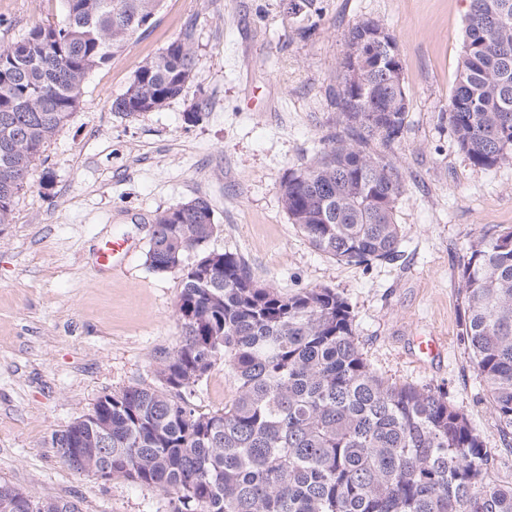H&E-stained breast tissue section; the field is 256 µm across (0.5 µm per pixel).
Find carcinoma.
Masks as SVG:
<instances>
[{"mask_svg": "<svg viewBox=\"0 0 512 512\" xmlns=\"http://www.w3.org/2000/svg\"><path fill=\"white\" fill-rule=\"evenodd\" d=\"M61 20L0 48V225L31 166L72 116L83 85L164 0H62ZM319 0H289L304 39ZM466 39L448 102L459 151L476 167L512 162V0H468ZM396 41L366 19L336 68V135L279 185L289 223L319 252L368 267L400 257L404 176L388 158L409 113ZM196 67L191 33L135 72L112 110L161 109ZM196 197L158 213L146 261L182 272L179 340L157 357L156 385L101 397L52 436L78 473L154 486L172 512H512L479 431L439 388L397 384L364 357L349 303L333 288L292 294L259 284ZM461 336L500 423L512 429V227L469 241L459 271ZM222 364L236 382L224 409L199 412L196 387ZM33 512H81L47 498Z\"/></svg>", "mask_w": 512, "mask_h": 512, "instance_id": "cac0c4a2", "label": "carcinoma"}]
</instances>
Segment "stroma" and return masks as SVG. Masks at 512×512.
Here are the masks:
<instances>
[{"label":"stroma","instance_id":"stroma-1","mask_svg":"<svg viewBox=\"0 0 512 512\" xmlns=\"http://www.w3.org/2000/svg\"><path fill=\"white\" fill-rule=\"evenodd\" d=\"M467 0H323L309 39L293 33L288 0H164L152 26L93 70L0 226V480L81 512H172L153 486L103 481L63 465L54 432L98 398L157 382V351L179 339L180 271L146 263L157 213L206 198L212 248L237 252L254 278L284 293L329 287L346 299L367 361L390 381L446 392L494 454L490 480L512 486V432L495 416L460 336V263L473 237L512 226V163L480 168L458 151L446 111L465 35ZM61 0H0V48L55 23ZM364 19L396 39L408 122L390 160L402 171L401 258L368 267L316 251L288 222L278 187L336 131L330 92L348 30ZM197 56L184 94L128 118L112 110L139 66L183 32ZM198 122L184 120L197 102ZM127 256L99 265L104 242ZM447 347L416 362L417 336ZM236 390L217 365L196 389L199 411Z\"/></svg>","mask_w":512,"mask_h":512}]
</instances>
